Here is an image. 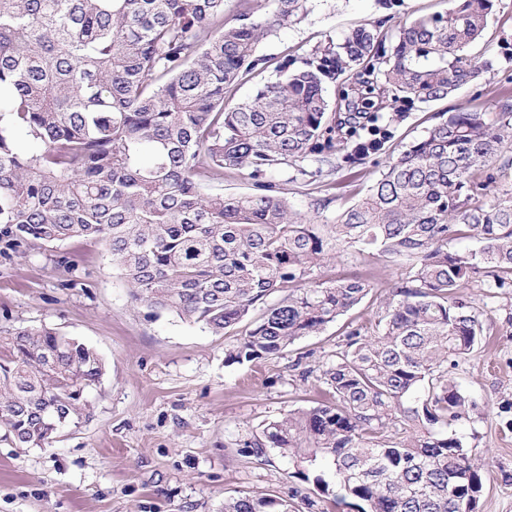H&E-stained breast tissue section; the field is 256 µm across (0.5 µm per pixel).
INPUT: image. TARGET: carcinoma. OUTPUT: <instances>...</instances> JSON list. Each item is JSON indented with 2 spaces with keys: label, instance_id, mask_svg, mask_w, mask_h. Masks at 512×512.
I'll return each mask as SVG.
<instances>
[{
  "label": "carcinoma",
  "instance_id": "obj_1",
  "mask_svg": "<svg viewBox=\"0 0 512 512\" xmlns=\"http://www.w3.org/2000/svg\"><path fill=\"white\" fill-rule=\"evenodd\" d=\"M303 2L271 0L264 20L246 3L228 26L224 0H0V257L99 240L152 315L217 335L249 323L231 364L278 357L367 296L366 279L310 280L336 246L405 259L412 275L375 329L348 327L317 377L329 398L265 423L243 447L308 468L327 461L336 501L356 499L362 512H474L481 467L454 429L468 399L448 358L486 336L459 289L480 272L489 289L512 287V189L496 185L512 168V91L490 112L448 111L333 224L296 212L267 176L310 157L331 165L350 142L344 159L362 161L391 139L385 110L475 82L483 63L472 49L494 0H447L443 12L400 21L392 39L358 25L227 105L264 64L260 39ZM340 76L333 108L327 86ZM226 173L246 174L252 191L205 190ZM462 239L478 246L451 245ZM103 374L98 353L72 336L0 329L5 437L48 445L79 423ZM417 393L421 405L405 406ZM402 419L424 432L394 440ZM300 497L297 487L286 500L228 497L224 512H294Z\"/></svg>",
  "mask_w": 512,
  "mask_h": 512
}]
</instances>
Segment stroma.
Returning <instances> with one entry per match:
<instances>
[{"mask_svg": "<svg viewBox=\"0 0 512 512\" xmlns=\"http://www.w3.org/2000/svg\"><path fill=\"white\" fill-rule=\"evenodd\" d=\"M444 0H305L299 20L272 27L258 46L263 71L235 86L238 103L274 76L291 52L308 55L342 41L360 21L444 11ZM512 0H495L477 51L481 79L451 100L403 107L391 125L392 145L422 137L435 115L450 106L486 110L512 89ZM378 166H340L318 172L313 160L271 173L294 209L322 224L334 223L364 197ZM74 259L65 273L57 261ZM411 275L408 263L364 261L342 245L333 263L315 271L321 280L363 278L372 288L357 306L282 356L229 364L244 328L223 336L171 314L150 315L107 250L96 240H74L0 259V327L57 329L77 337L102 358L105 372L85 396L78 425L63 428L49 445L18 448L0 436V512H224L233 495L287 497L295 468L278 450L254 456L243 440L288 410L321 400V385L302 379L307 367L328 363L348 323L373 322L395 285ZM487 313L489 336L448 370L473 403L456 425L484 466L476 512H512V288L490 291L476 275L462 290Z\"/></svg>", "mask_w": 512, "mask_h": 512, "instance_id": "obj_1", "label": "stroma"}]
</instances>
